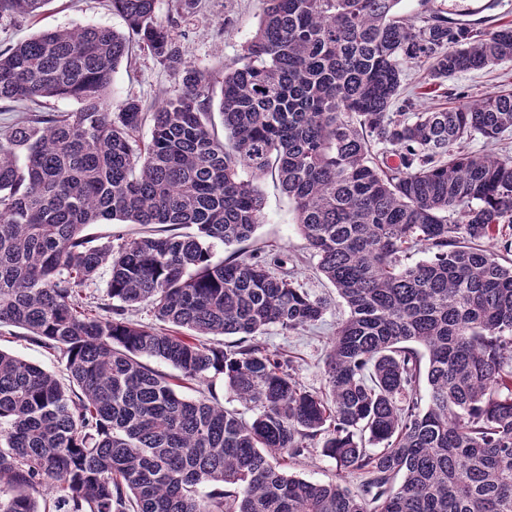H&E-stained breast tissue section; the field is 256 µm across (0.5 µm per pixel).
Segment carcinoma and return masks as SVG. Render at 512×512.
I'll use <instances>...</instances> for the list:
<instances>
[{"mask_svg": "<svg viewBox=\"0 0 512 512\" xmlns=\"http://www.w3.org/2000/svg\"><path fill=\"white\" fill-rule=\"evenodd\" d=\"M48 2L0 0V20ZM111 2L126 36L86 26L0 51V101L31 105L0 134V326L68 377L0 350V512H512V157L462 146L512 131V92L450 88L439 111L403 95L412 63L443 87L512 62V24L400 16V0H260L216 77L183 60L157 0ZM133 42L181 91L113 112ZM57 98L81 108L45 111ZM269 172L348 307L320 393L258 337L317 324L328 300L272 270L278 254L214 260L264 222ZM104 221L143 230L95 245L83 231ZM411 250L428 256L403 263ZM139 307L159 326L130 320ZM144 357L199 386L224 376L241 408L180 396ZM317 449L356 491L284 470Z\"/></svg>", "mask_w": 512, "mask_h": 512, "instance_id": "1", "label": "carcinoma"}]
</instances>
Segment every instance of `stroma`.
Instances as JSON below:
<instances>
[{"mask_svg": "<svg viewBox=\"0 0 512 512\" xmlns=\"http://www.w3.org/2000/svg\"><path fill=\"white\" fill-rule=\"evenodd\" d=\"M445 4L449 17L478 22L484 30L512 22V0H445ZM260 13L259 0H201L197 9L179 20L175 37L188 62L201 70H215L238 58L258 27ZM87 25L105 26L122 33L127 30L125 20L112 11L107 0H50L34 18L0 23V50L43 31ZM509 84L512 63L508 62L458 74L451 82L452 87L467 95H479ZM179 90L172 73L148 51L136 47L114 75L112 100L117 103L133 97L145 111L151 112L163 100L175 97ZM260 188L266 219L253 238L245 242V250L286 254L298 284L313 294L334 298L318 325L290 333L272 327L265 331L262 340L290 356L295 375L307 390L320 392L325 387L323 368L329 340L337 320L346 316L347 309L341 299L335 298L334 287L318 272L317 260L297 230L294 205L278 181L265 177ZM288 471L314 482H337L351 489L357 485L356 479L341 474L335 460L318 453L289 466Z\"/></svg>", "mask_w": 512, "mask_h": 512, "instance_id": "stroma-1", "label": "stroma"}]
</instances>
